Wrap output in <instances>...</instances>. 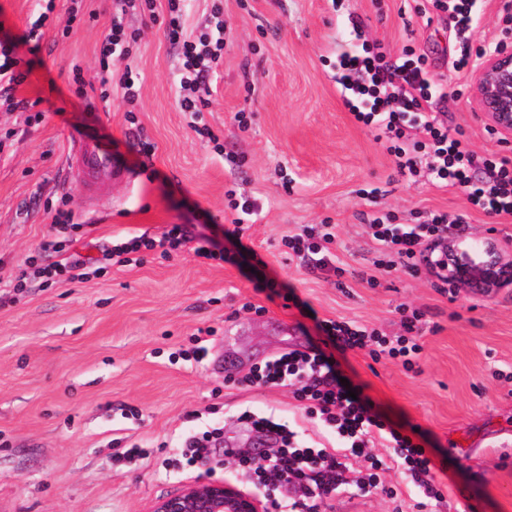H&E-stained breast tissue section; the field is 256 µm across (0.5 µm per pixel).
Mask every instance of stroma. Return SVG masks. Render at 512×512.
<instances>
[{
	"mask_svg": "<svg viewBox=\"0 0 512 512\" xmlns=\"http://www.w3.org/2000/svg\"><path fill=\"white\" fill-rule=\"evenodd\" d=\"M155 3L154 14L133 8L124 16L140 33L130 47L140 75L131 106L119 87L100 82L113 0H0V41L30 68L24 84L0 90V512H149L200 479L252 490L220 449L180 472L157 461L199 422L222 427L224 442L244 453L268 449L263 434L239 422L246 410L321 441L288 389L225 385L215 360L232 358L236 375H246L319 344L322 319L396 336L402 304L423 315L417 368L350 350L338 357L344 374L380 412L424 431L442 490L428 512H465L470 504L512 512V285L444 293L435 275L381 271L365 226L388 213L400 224L430 212L458 215L466 232L450 246L463 252L472 240L488 241L509 262L512 217L474 212L460 190L401 175L334 80L336 55L349 42L380 48L392 61L414 47L445 86L434 109L449 128L479 155L512 160V137L488 125L470 72L452 67L460 45L449 14L426 17L422 0H223L224 58L207 81L201 114L212 143L179 108V54L162 27L167 0ZM505 3L477 0L473 46L499 40L512 21ZM76 63L95 111L73 94ZM240 111L249 118L244 129L234 119ZM90 132L111 137L130 175L92 198L65 168L73 138ZM142 139L151 156L140 153ZM231 190L259 204L242 242L266 262L274 300L255 291L246 267L198 258L187 246L167 260L143 249L139 262L98 272L103 250L196 223L199 211L230 224ZM64 195L76 225L70 252L86 258L84 279L46 286L31 274L15 290L28 257L50 263L40 247L58 234L55 207ZM324 223L335 227L340 277L289 258L281 243L301 225ZM287 292L298 305L285 306ZM247 302L259 312L244 310ZM282 321L293 334L279 332ZM198 336L206 357L175 359ZM192 411L199 422L188 421ZM134 444L150 457L119 461ZM382 480L397 500L333 493L319 512H418L419 496L397 470Z\"/></svg>",
	"mask_w": 512,
	"mask_h": 512,
	"instance_id": "stroma-1",
	"label": "stroma"
}]
</instances>
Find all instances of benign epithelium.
<instances>
[{
    "mask_svg": "<svg viewBox=\"0 0 512 512\" xmlns=\"http://www.w3.org/2000/svg\"><path fill=\"white\" fill-rule=\"evenodd\" d=\"M472 85L477 109L497 132L512 136V53L495 52L473 72ZM488 260L469 266L448 253L446 276L456 288L487 291L512 281V264L503 265L486 251ZM151 512H264V502L228 481L200 480L154 502Z\"/></svg>",
    "mask_w": 512,
    "mask_h": 512,
    "instance_id": "7a95c632",
    "label": "benign epithelium"
}]
</instances>
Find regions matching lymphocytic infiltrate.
<instances>
[{
    "instance_id": "1",
    "label": "lymphocytic infiltrate",
    "mask_w": 512,
    "mask_h": 512,
    "mask_svg": "<svg viewBox=\"0 0 512 512\" xmlns=\"http://www.w3.org/2000/svg\"><path fill=\"white\" fill-rule=\"evenodd\" d=\"M134 0H116L117 11L100 52L102 71L122 66L118 84L127 103H135L140 88L125 61L135 33L127 31L123 17ZM165 30L171 44L181 51L182 68L178 104L181 111L201 112L205 106L206 81L224 56L223 37L184 31L185 0H167ZM474 0H427L429 11L451 13L461 53L453 62L455 71L477 67L484 48H472L469 38L478 24ZM336 91L354 119L374 130L375 141L386 142L401 174L425 179L439 188H457L472 209L495 216H512V160L479 156L467 143L450 134L432 107L443 95V85L426 66L423 54L406 49L401 62L386 61L384 53H340L335 65ZM449 226L444 212L431 213L427 220L410 230H399L382 218L369 220L367 232L377 245L374 265L388 271L403 268L418 275L429 266L434 252ZM189 240L181 225L175 224L160 239H132L126 256L105 253V260L129 264L130 254L140 249L158 251L171 258ZM336 234L332 225L304 226L299 233L285 236L283 243L300 262L319 268L336 261L333 246ZM400 336L388 338L377 331L326 320L320 326L327 346L335 349L365 350L372 359L396 360L414 369L423 350L419 342L422 315L414 311L401 319ZM244 384L258 387H288L295 400L304 403L312 419L334 436V447L312 446L298 439L285 424L267 417L243 413L253 429L264 432L274 447L263 457L239 455L233 448L224 455L237 459L244 471L252 473L258 484H270L265 497V512H316V502L330 493L358 488L368 492L379 488V474L389 463H396L407 484L415 487L422 500L438 498L432 460L424 446V434L413 424L398 423L381 413L367 395L350 397L340 380L338 364L324 349L292 350L256 367ZM392 449V461L373 454L374 444ZM367 464V472L349 480L351 459Z\"/></svg>"
}]
</instances>
